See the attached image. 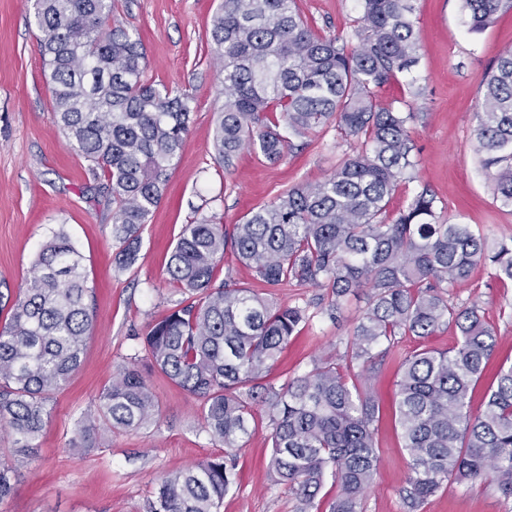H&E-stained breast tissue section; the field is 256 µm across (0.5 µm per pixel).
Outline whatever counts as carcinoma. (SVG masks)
Segmentation results:
<instances>
[{"label":"carcinoma","instance_id":"obj_1","mask_svg":"<svg viewBox=\"0 0 512 512\" xmlns=\"http://www.w3.org/2000/svg\"><path fill=\"white\" fill-rule=\"evenodd\" d=\"M469 31L492 26L512 0H462ZM360 39L318 33L297 0H221L210 46L223 75L224 107L213 133L216 159L228 167L250 147L268 161L291 137L333 126L358 146L327 179L293 187L242 223L182 226L167 261L170 279L191 293L143 337L152 366L201 401L202 427L222 456L161 481L149 512H220L236 476L235 448L264 412L271 427L270 469L309 512L326 474L337 488L329 512H362L376 473L378 407L364 386L376 349L397 336L425 338L442 324L454 347L416 350L397 381L396 415L411 476L404 500L416 512L444 482L490 480L512 497V364L470 410L475 384L497 344L476 305L448 302V286L475 266L512 282V239L492 250L472 225L449 224L427 190L415 192L391 220L389 200L417 165L413 113L381 106L375 89L420 63L412 0H358ZM39 64L56 122L68 145L91 163L112 199L118 263L131 266L138 232L159 204L187 134L193 97L145 79L139 37L112 22V0H33ZM280 114L288 134L280 130ZM476 152L493 193L512 206V53L484 81L476 113ZM269 287L325 288L329 311L371 290L340 358L326 357L277 389L267 382L283 349L308 320L306 310L226 279L216 283L225 250ZM83 257L58 230L38 252L0 327V424L36 447L52 395L79 367L92 326ZM152 391L135 365L104 386L73 440L99 422L138 431L155 421Z\"/></svg>","mask_w":512,"mask_h":512}]
</instances>
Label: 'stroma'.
<instances>
[{"label": "stroma", "mask_w": 512, "mask_h": 512, "mask_svg": "<svg viewBox=\"0 0 512 512\" xmlns=\"http://www.w3.org/2000/svg\"><path fill=\"white\" fill-rule=\"evenodd\" d=\"M220 0H115L114 19L143 41L146 78L195 98L189 130L163 197L142 226L136 261H115L112 206L98 190L85 159L59 130L38 62V32L29 0H0V291L18 288L33 274L38 249L53 230L64 229L83 256L93 288L94 314L79 368L55 393L44 431L31 458L16 454L14 435L0 427V463L14 470V489L0 512H148L158 484L171 473L222 455L202 429L196 397L153 368L142 350L150 327L188 292L167 273L169 247L182 225L200 218L238 224L291 187L329 177L350 144L334 128L307 136L274 163L246 148L231 168L213 159V130L224 104L221 76L209 49V24ZM316 29L354 40L357 0H298ZM421 61L406 82L378 88L377 103L410 108L413 154L410 181L393 193L398 215L412 194L426 188L443 219L482 229L489 242L512 237V208L496 201L475 151L474 112L483 83L498 58L512 51V10L495 25L469 32L462 0H414ZM279 303L305 308L309 320L283 351L275 385L308 369L320 356L343 353L368 306L370 291L349 297L329 316L326 289L282 285ZM454 305L478 304L498 342L490 368L512 363V283L477 266L468 284L449 289ZM454 325L431 336L396 337L366 376L378 404L375 443L379 467L365 494L363 512H407L403 490L410 470L395 415L396 383L403 358L421 346L452 347ZM135 363L158 405L155 422L139 431L103 424L84 447L70 445L74 424L93 409L99 391L118 369ZM271 444L265 415H258L238 452L235 482L221 512H296L298 502L269 470ZM419 512H512V498L494 484L447 482Z\"/></svg>", "instance_id": "stroma-1"}]
</instances>
